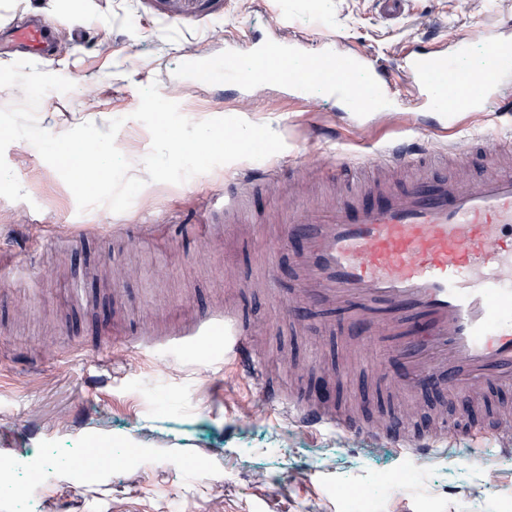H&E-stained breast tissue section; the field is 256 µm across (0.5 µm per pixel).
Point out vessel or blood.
<instances>
[{
  "instance_id": "vessel-or-blood-1",
  "label": "vessel or blood",
  "mask_w": 512,
  "mask_h": 512,
  "mask_svg": "<svg viewBox=\"0 0 512 512\" xmlns=\"http://www.w3.org/2000/svg\"><path fill=\"white\" fill-rule=\"evenodd\" d=\"M12 34L34 58H46L49 24L16 26ZM427 40L418 36L390 67L366 51L337 56L331 45L312 55L303 41L280 32L254 43L252 74L225 65L224 84L245 91L258 78L286 99L310 106L315 77L332 67L340 73L332 95L344 111L363 120L408 103L452 122L449 90L456 86L465 90L467 111L512 112V38L488 37L490 63L479 69L461 66L467 44L449 53L428 49ZM282 56L300 57L299 68L273 67L272 59ZM399 75L412 87L410 102L396 93ZM478 152L512 153V139L489 133L437 151L392 144L375 155L373 164L408 172L401 189L381 187L371 201L360 195L348 203L308 204L289 214V230L306 242L296 260L297 285L284 299L289 318L307 306L341 313L346 334L362 339L367 349L388 353L389 381L405 399L428 383L466 403L490 388L512 386V171L493 170L471 180L463 174L435 177L425 168L429 161ZM279 177L278 170L266 167L245 171L225 186L218 209H232L240 191L273 185ZM212 336L219 337L222 359L239 376L273 400L281 399L287 379L277 377L261 357L251 328L235 310L208 307L183 328L161 338H139L132 346L144 356L170 355ZM285 410L308 428L370 434L409 451L420 463L441 451L436 428L418 432L399 423L381 429L311 401L287 402Z\"/></svg>"
}]
</instances>
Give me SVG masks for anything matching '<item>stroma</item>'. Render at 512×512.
Segmentation results:
<instances>
[{
	"label": "stroma",
	"instance_id": "1",
	"mask_svg": "<svg viewBox=\"0 0 512 512\" xmlns=\"http://www.w3.org/2000/svg\"><path fill=\"white\" fill-rule=\"evenodd\" d=\"M42 12L54 22L58 52L38 69L73 80L67 93H47L40 112H52L53 134L92 122L108 130L122 119L119 150L144 158L147 128L134 120L133 99L157 84L193 121L237 116L271 126L283 151L270 156L282 177L275 189L248 197L244 223L221 235L195 216L209 195L231 182L245 161L218 166L180 185L153 183L131 207L101 205L78 212L75 198L28 142L10 144L9 167L28 198L0 197V459L38 461L43 480L27 496V512H356L362 491L377 512H512V458L473 417L467 433L448 432L447 455L426 465L372 440L294 423L252 389L232 365L210 370L216 341L149 361L124 351L115 367L96 368L102 319L128 336L141 328L169 331L184 318L171 309H198L224 300L262 321L257 342L276 367L292 372V391L308 397V383L337 377L334 402H376L373 423L401 412L365 367L352 364L350 344L321 336L320 319L292 326L279 301L294 288V261L303 242L288 236V204L322 202L316 182L289 174L312 156L347 157L348 184L366 181L367 149L391 140L439 145L445 136L471 138L512 123L500 112H461L444 125L432 112H394L359 126L336 100L319 95L305 109L278 89L239 93L214 76H189L188 60L223 65L227 45L267 39L279 26L315 40L329 37L338 51L367 49L395 60L434 17L443 24L433 46L452 49L486 35L512 13V0H407L386 20L376 0H0V32L15 19ZM97 88L84 94L85 85ZM75 225L71 247L56 243V226ZM124 225V233L113 225ZM153 225L144 235L142 225ZM136 276L125 279L126 269ZM82 287L84 297L74 300ZM90 345L89 356L57 361L68 340ZM109 444L132 449L117 466L88 473L67 462L70 451ZM201 460L193 471L187 464Z\"/></svg>",
	"mask_w": 512,
	"mask_h": 512
}]
</instances>
